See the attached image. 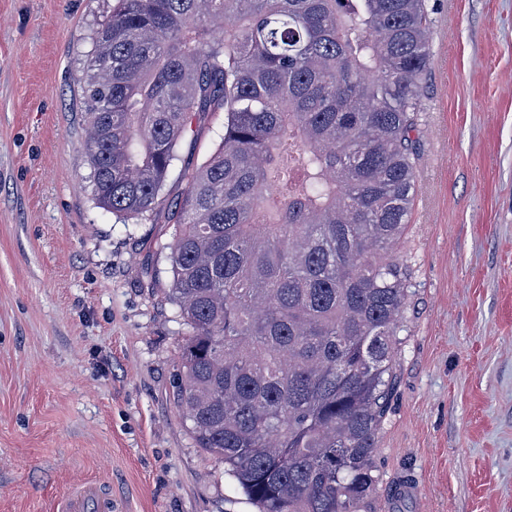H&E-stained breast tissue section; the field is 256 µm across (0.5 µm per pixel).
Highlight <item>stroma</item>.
Listing matches in <instances>:
<instances>
[{"mask_svg":"<svg viewBox=\"0 0 512 512\" xmlns=\"http://www.w3.org/2000/svg\"><path fill=\"white\" fill-rule=\"evenodd\" d=\"M412 278L373 464V512H512V0H427ZM112 0H0V512H51L96 476L121 512H257L174 393L189 326L169 183L127 224L89 183L79 103ZM223 113L194 117L201 162ZM412 497H395L400 481Z\"/></svg>","mask_w":512,"mask_h":512,"instance_id":"35a3bbf8","label":"stroma"}]
</instances>
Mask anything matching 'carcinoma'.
<instances>
[{"instance_id":"1","label":"carcinoma","mask_w":512,"mask_h":512,"mask_svg":"<svg viewBox=\"0 0 512 512\" xmlns=\"http://www.w3.org/2000/svg\"><path fill=\"white\" fill-rule=\"evenodd\" d=\"M426 0H114L85 62L94 200L184 183L164 300L174 395L259 512H362L410 284ZM219 140L178 167L192 119Z\"/></svg>"}]
</instances>
